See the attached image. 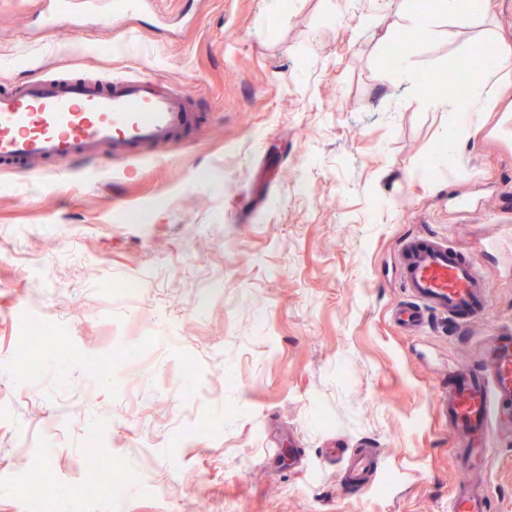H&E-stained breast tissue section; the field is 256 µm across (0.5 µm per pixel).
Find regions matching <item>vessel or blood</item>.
<instances>
[{
    "label": "vessel or blood",
    "instance_id": "1",
    "mask_svg": "<svg viewBox=\"0 0 512 512\" xmlns=\"http://www.w3.org/2000/svg\"><path fill=\"white\" fill-rule=\"evenodd\" d=\"M199 117L195 103L148 74L107 80L49 73L0 91V168L40 177L61 160L109 155L138 163L157 145L180 144ZM404 301L393 311L397 328L417 333L429 317L465 327L488 309L489 281L447 240L416 235L396 250ZM482 367L452 370L447 390L436 392L439 419L455 430L454 462L473 483L453 491L448 512H491L482 478L493 437L512 436V333L489 336Z\"/></svg>",
    "mask_w": 512,
    "mask_h": 512
}]
</instances>
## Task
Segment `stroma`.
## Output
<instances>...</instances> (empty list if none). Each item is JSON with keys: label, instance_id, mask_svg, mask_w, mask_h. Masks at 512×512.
I'll return each instance as SVG.
<instances>
[{"label": "stroma", "instance_id": "obj_1", "mask_svg": "<svg viewBox=\"0 0 512 512\" xmlns=\"http://www.w3.org/2000/svg\"><path fill=\"white\" fill-rule=\"evenodd\" d=\"M99 0L81 33L46 29L44 0H0V86L46 71L155 74L193 95L194 136L96 177L57 162L43 177L0 170V512H448V423L432 394L482 340L512 330V128L483 113L465 161L440 146L457 117L400 80L455 77L461 43L512 41L496 19L414 30L402 0H164L109 29ZM382 20L366 25V16ZM469 202L460 211L457 199ZM464 248L492 285L468 330L431 319L406 336L401 240ZM138 277V297L113 285ZM48 350L30 372L26 326ZM100 465L116 503L83 466ZM374 449L362 493L350 455ZM488 489L512 512V443L494 441Z\"/></svg>", "mask_w": 512, "mask_h": 512}]
</instances>
